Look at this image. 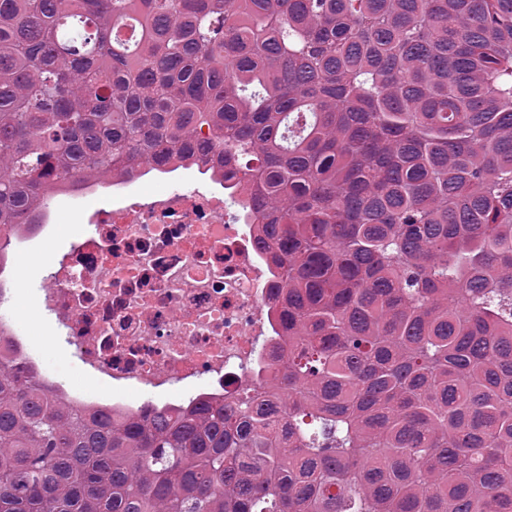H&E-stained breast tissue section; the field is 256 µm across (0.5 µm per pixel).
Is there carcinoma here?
I'll list each match as a JSON object with an SVG mask.
<instances>
[{"label": "carcinoma", "mask_w": 512, "mask_h": 512, "mask_svg": "<svg viewBox=\"0 0 512 512\" xmlns=\"http://www.w3.org/2000/svg\"><path fill=\"white\" fill-rule=\"evenodd\" d=\"M194 167L275 266L256 386L0 356V512H512V0H0V235Z\"/></svg>", "instance_id": "obj_1"}]
</instances>
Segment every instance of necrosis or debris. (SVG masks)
Returning <instances> with one entry per match:
<instances>
[{"label":"necrosis or debris","instance_id":"necrosis-or-debris-1","mask_svg":"<svg viewBox=\"0 0 512 512\" xmlns=\"http://www.w3.org/2000/svg\"><path fill=\"white\" fill-rule=\"evenodd\" d=\"M82 234L44 266L0 272V300L34 294L71 360L108 383L109 407L234 398L268 353L271 266L223 189L95 194Z\"/></svg>","mask_w":512,"mask_h":512}]
</instances>
